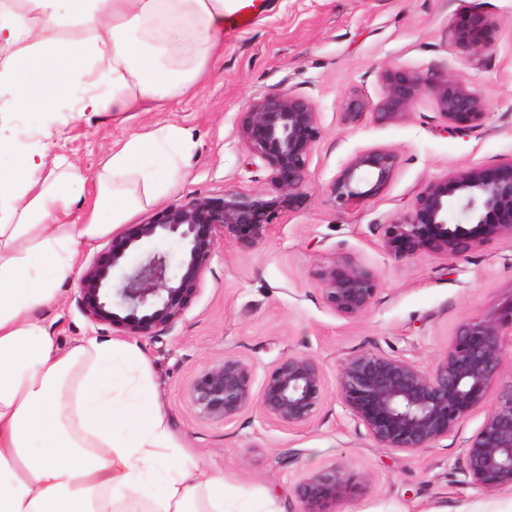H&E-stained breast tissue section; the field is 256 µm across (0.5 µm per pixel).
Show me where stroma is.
I'll return each instance as SVG.
<instances>
[{
	"label": "stroma",
	"instance_id": "obj_1",
	"mask_svg": "<svg viewBox=\"0 0 512 512\" xmlns=\"http://www.w3.org/2000/svg\"><path fill=\"white\" fill-rule=\"evenodd\" d=\"M224 42L195 94L130 119L67 112L65 134L44 139L25 112L15 115L16 137L63 155L85 179L71 219L81 223L94 183L112 147L131 134L176 126L194 148L183 175L167 194L130 217L146 222L167 205L192 196H218L225 187L265 189L269 172L251 158L236 127L254 100L273 91L312 100L321 137L297 205L279 209L266 238L250 244L222 236L201 289L175 327L138 338L157 401L175 441L223 473L231 496L278 512H303L296 487L312 473L336 466L367 478L361 495L340 512H512V486L493 492L464 483L468 440L502 393L512 388V343L500 372L447 438L400 452L378 447L341 404L337 391L348 358L384 352L431 368L448 351L466 318L512 305V238L500 237L454 259L434 253L395 257L381 246L382 225L406 213L430 181L468 167L512 159V0H269ZM473 10L494 21L493 53L470 57L454 43L455 23ZM435 69L482 94L481 126L445 127L432 98L421 95L400 122L344 124L345 100L356 93L375 101L385 69ZM394 151L399 164L388 186L349 211L338 209L327 186L357 152ZM347 260L374 274L376 300L362 317H340L323 302L315 273ZM77 284L63 282L43 322L61 348L77 341L117 339L92 324L76 304ZM231 354L254 363L264 378L285 355H307L321 366L326 399L313 420L290 428L250 408L229 424L198 417L187 389L203 369Z\"/></svg>",
	"mask_w": 512,
	"mask_h": 512
}]
</instances>
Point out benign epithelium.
Wrapping results in <instances>:
<instances>
[{"mask_svg":"<svg viewBox=\"0 0 512 512\" xmlns=\"http://www.w3.org/2000/svg\"><path fill=\"white\" fill-rule=\"evenodd\" d=\"M454 40L467 54H490L495 25L485 14L472 12L455 26ZM382 82L375 103L355 94L347 98L346 123L399 122L422 94L430 95L442 121L456 128L479 126L487 115L480 93L444 72L387 69ZM237 133L250 155L269 170V187L254 193L226 188L220 197L185 198L133 230L113 235L78 277L77 304L90 322L135 338L172 329L200 290L219 245L217 232L260 242L278 208L302 197L310 156L321 136L311 100L290 92L268 93L243 113ZM398 163L397 154L386 148L360 151L338 169L327 194L335 206L349 209L381 192ZM501 236L512 238V159L430 181L405 215L384 225L381 243L398 257L431 252L452 259ZM160 238L181 246L179 272L170 274L168 256L152 250L114 286L112 272L122 268L127 252L146 249ZM317 280L326 306L347 319L367 313L377 294L375 278L348 260L321 268ZM507 330L512 331V305L499 314L466 319L448 352L429 370L398 356L356 354L342 368L338 397L377 446L403 452L429 448L454 430L497 378L504 357L501 336ZM255 377L254 364L226 355L193 378L189 403L197 416L210 421L229 424L256 406L266 419L300 428L325 401L323 371L309 356L281 358L257 392ZM464 476L489 492L512 485V391L469 440ZM364 483L363 475L334 466L304 478L297 494L305 512H335L336 502L359 494Z\"/></svg>","mask_w":512,"mask_h":512,"instance_id":"1","label":"benign epithelium"}]
</instances>
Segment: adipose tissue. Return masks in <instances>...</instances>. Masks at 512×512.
Instances as JSON below:
<instances>
[{
  "label": "adipose tissue",
  "instance_id": "obj_1",
  "mask_svg": "<svg viewBox=\"0 0 512 512\" xmlns=\"http://www.w3.org/2000/svg\"><path fill=\"white\" fill-rule=\"evenodd\" d=\"M0 0V512H225L223 474L175 447L147 376L121 340L60 350L40 312L78 273L81 245L178 180L193 144L180 128L112 149L93 208L67 157L21 149L14 113L51 139L72 111L150 112L195 91L224 52L240 0ZM87 30L83 39L68 31Z\"/></svg>",
  "mask_w": 512,
  "mask_h": 512
}]
</instances>
